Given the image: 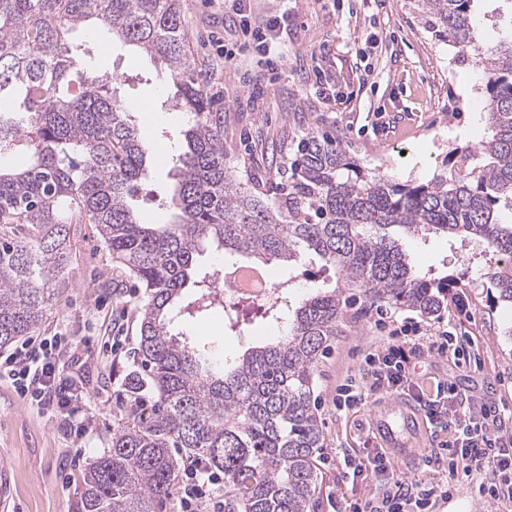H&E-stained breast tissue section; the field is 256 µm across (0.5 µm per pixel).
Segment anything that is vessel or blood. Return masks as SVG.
Wrapping results in <instances>:
<instances>
[{"mask_svg": "<svg viewBox=\"0 0 512 512\" xmlns=\"http://www.w3.org/2000/svg\"><path fill=\"white\" fill-rule=\"evenodd\" d=\"M375 430L386 447L405 455L431 441L420 412L401 399H393L375 413Z\"/></svg>", "mask_w": 512, "mask_h": 512, "instance_id": "vessel-or-blood-1", "label": "vessel or blood"}]
</instances>
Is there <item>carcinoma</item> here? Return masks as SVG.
<instances>
[{
    "mask_svg": "<svg viewBox=\"0 0 512 512\" xmlns=\"http://www.w3.org/2000/svg\"><path fill=\"white\" fill-rule=\"evenodd\" d=\"M476 0H417L426 23L458 52L473 53L493 130L483 165L454 163L426 184L394 181L358 167L328 135L310 133L270 185L244 181L224 153V113L212 110L205 72L192 57L180 0H0V347L29 336L67 288L75 224H94L112 263L146 289L127 389L157 396L112 433V445L83 475L74 512H159L188 457L224 476V512H313L320 488L322 431L315 371L339 335L347 309L385 304L432 316L462 287L426 279L396 232L470 238L499 256L491 273L498 301L512 304V29L478 39ZM104 31L162 61L190 114L175 158L177 210L147 224L131 203L150 148L114 85L78 68L70 34ZM213 244L256 263L292 270L315 253L343 286L320 289L290 310L277 295L265 308L288 320L273 343L247 349L217 374L170 332L181 310L220 306L245 331L239 307H225L214 282L193 278Z\"/></svg>",
    "mask_w": 512,
    "mask_h": 512,
    "instance_id": "1",
    "label": "carcinoma"
}]
</instances>
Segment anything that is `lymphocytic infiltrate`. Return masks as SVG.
I'll return each instance as SVG.
<instances>
[{"mask_svg": "<svg viewBox=\"0 0 512 512\" xmlns=\"http://www.w3.org/2000/svg\"><path fill=\"white\" fill-rule=\"evenodd\" d=\"M233 25L225 37L215 38L218 57L225 66H236L249 51L266 52L280 33L281 19L271 16L264 22L253 21L250 0H231ZM403 342L385 348L382 357H367L372 382L367 386L341 385L337 404L347 408L367 404L371 395L382 391L395 394L411 386L410 356L427 351L444 357L461 356L464 347L458 336L448 329L437 336H424L419 326L404 325L399 329ZM17 383L23 396L36 401H51L57 395L55 361L44 344L29 339L0 355V378ZM418 407L430 423L447 431L448 440L439 444L448 453L450 467L462 469L465 475L484 477L487 494L494 499H512V448L491 430L492 413L487 407L460 399L456 392H437L435 397L418 395ZM450 485L427 484L400 477L390 478L381 498L352 502L347 512H433L438 501L448 499ZM180 512H224V495L219 474L206 470L197 461L184 466V476L176 488Z\"/></svg>", "mask_w": 512, "mask_h": 512, "instance_id": "obj_1", "label": "lymphocytic infiltrate"}]
</instances>
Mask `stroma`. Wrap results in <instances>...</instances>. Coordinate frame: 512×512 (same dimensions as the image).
Instances as JSON below:
<instances>
[{
	"label": "stroma",
	"mask_w": 512,
	"mask_h": 512,
	"mask_svg": "<svg viewBox=\"0 0 512 512\" xmlns=\"http://www.w3.org/2000/svg\"><path fill=\"white\" fill-rule=\"evenodd\" d=\"M190 49L206 71L215 109L224 113V149L231 167L272 182L282 156L294 155L297 140L310 132L335 136L352 160L378 169L399 183L424 184L449 157L476 149L490 137L480 112L479 69L459 58L456 48L433 38L410 0H252L256 16L281 15L287 29L278 48L286 60L246 58L245 69L263 80L254 92L239 74L225 70L208 33L223 34L228 19L222 0H181ZM71 42L86 67L105 75H124L120 89L136 102L133 120L149 145L179 153L187 112L172 105L166 68L133 46L103 33L79 31ZM175 189L169 162L157 159L138 186L134 205L145 222L173 220L169 201ZM77 259L68 267L60 302L48 311L38 333L58 336L57 381L64 391L49 404L20 396L15 384L0 380V471L8 488L0 512H73L89 464L106 451L112 431L130 405L128 374L137 370L139 310L147 297L112 268V255L94 225L77 226ZM420 274L461 277L465 309L448 302L439 317H421L428 331L450 322L467 337L477 365L423 353L411 365L417 381L453 385L460 398L487 404L497 413L496 430L512 436V308L495 304L493 265L477 243L442 236L406 240ZM274 282H287L291 301L314 287L333 288L342 280L318 256L295 271L266 265ZM407 309L349 311L315 375L316 408L322 429L321 486L315 512H336L342 501L365 500L382 490L381 475L344 477L339 453L373 458L370 408L336 410L339 385L369 384L368 352L382 349L391 328L410 317ZM249 335L224 323L222 312L185 317L176 325L183 341L215 367L232 363L248 346L275 340L278 325L249 315ZM394 475L412 481L450 483L452 495L438 512H512V501L494 500L478 490L473 477L452 473L447 459L425 464L423 455L391 459Z\"/></svg>",
	"instance_id": "1"
}]
</instances>
